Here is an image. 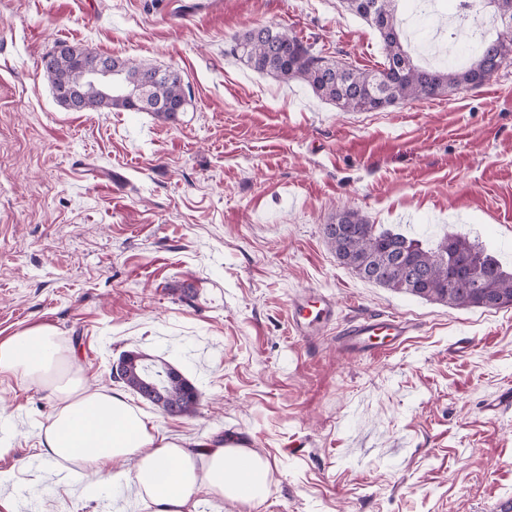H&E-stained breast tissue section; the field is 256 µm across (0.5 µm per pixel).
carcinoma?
Instances as JSON below:
<instances>
[{"label":"carcinoma","instance_id":"obj_1","mask_svg":"<svg viewBox=\"0 0 512 512\" xmlns=\"http://www.w3.org/2000/svg\"><path fill=\"white\" fill-rule=\"evenodd\" d=\"M399 0H342L346 11L364 19L379 33L385 53L380 69H359L331 60L287 28L276 24L254 26L235 38L234 51L247 66L282 81L301 80L320 98L354 112H371L407 100L428 99L460 88L483 85L500 69L512 65V0H481L480 12L497 29L496 37L480 41L471 63L457 68L419 65L408 47V38L397 14ZM91 63L99 55L62 45L43 56L42 74L52 92L63 82L86 85L81 111L114 109L150 112L166 122L177 120L175 106H186V84L180 71L164 72L152 62L112 60L114 80L120 86L110 95L85 80L76 58ZM350 233H337L336 226ZM326 242L336 259L359 278L398 293L456 308L512 307V271L478 243L460 234H445L432 247L421 240L370 223L361 212L345 209L324 225ZM393 258L378 275L363 267L371 256ZM458 266L448 268V256ZM171 366L136 352L116 381L142 394L143 382L159 394L148 402L161 411L188 415L197 396L186 379L170 376Z\"/></svg>","mask_w":512,"mask_h":512}]
</instances>
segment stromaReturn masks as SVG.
Wrapping results in <instances>:
<instances>
[{
    "label": "stroma",
    "mask_w": 512,
    "mask_h": 512,
    "mask_svg": "<svg viewBox=\"0 0 512 512\" xmlns=\"http://www.w3.org/2000/svg\"><path fill=\"white\" fill-rule=\"evenodd\" d=\"M0 0V338L48 326L76 349L90 389L119 393L161 435L247 442L271 464L265 501L199 512H499L512 502V307L456 309L361 280L323 227L348 206L428 242L446 233L512 266V66L478 88L344 112L300 81L232 53L278 24L361 69L378 33L339 0ZM179 70L176 122L59 104L41 58L56 43ZM336 300V321L291 333L293 296ZM380 313L414 333L351 357L346 323ZM466 338L469 350L452 351ZM137 351L198 390L170 417L110 377ZM15 512H140L124 482L88 493L45 458L46 391L0 377Z\"/></svg>",
    "instance_id": "stroma-1"
}]
</instances>
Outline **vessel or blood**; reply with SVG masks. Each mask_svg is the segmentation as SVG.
Wrapping results in <instances>:
<instances>
[{"mask_svg":"<svg viewBox=\"0 0 512 512\" xmlns=\"http://www.w3.org/2000/svg\"><path fill=\"white\" fill-rule=\"evenodd\" d=\"M336 316L332 297L311 289L298 292L291 301L289 325L300 337L318 335ZM410 323L395 317L368 315L345 327L337 340L339 349L347 354H378L403 342L411 331Z\"/></svg>","mask_w":512,"mask_h":512,"instance_id":"1","label":"vessel or blood"}]
</instances>
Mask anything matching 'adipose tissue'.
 <instances>
[{
	"label": "adipose tissue",
	"instance_id": "obj_1",
	"mask_svg": "<svg viewBox=\"0 0 512 512\" xmlns=\"http://www.w3.org/2000/svg\"><path fill=\"white\" fill-rule=\"evenodd\" d=\"M72 357L47 327L0 339V376H25L53 402L40 428L46 457L73 463L82 479L125 481L146 512H196L203 495L242 504L266 499L270 465L241 441H171L155 434L123 396L89 390L81 375L65 386L52 384V365Z\"/></svg>",
	"mask_w": 512,
	"mask_h": 512
}]
</instances>
